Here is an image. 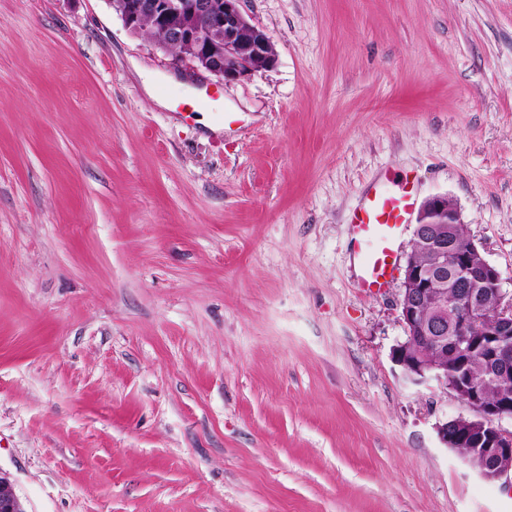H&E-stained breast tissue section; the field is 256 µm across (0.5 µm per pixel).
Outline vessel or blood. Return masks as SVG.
Instances as JSON below:
<instances>
[{
	"mask_svg": "<svg viewBox=\"0 0 512 512\" xmlns=\"http://www.w3.org/2000/svg\"><path fill=\"white\" fill-rule=\"evenodd\" d=\"M416 206L415 185L409 177L379 179L365 200L350 214L355 242L364 254L358 284L380 293L387 288L399 259L400 239Z\"/></svg>",
	"mask_w": 512,
	"mask_h": 512,
	"instance_id": "b4317fda",
	"label": "vessel or blood"
}]
</instances>
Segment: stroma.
<instances>
[{
    "label": "stroma",
    "mask_w": 512,
    "mask_h": 512,
    "mask_svg": "<svg viewBox=\"0 0 512 512\" xmlns=\"http://www.w3.org/2000/svg\"><path fill=\"white\" fill-rule=\"evenodd\" d=\"M248 78L111 0H0V471L26 512H512L407 385L386 173L455 200L512 293V0H244ZM386 173L350 214L349 224L364 260L358 284L374 293L387 288L399 259L400 239L416 206L415 184L405 175L390 190ZM373 244L372 247H369Z\"/></svg>",
    "instance_id": "stroma-1"
}]
</instances>
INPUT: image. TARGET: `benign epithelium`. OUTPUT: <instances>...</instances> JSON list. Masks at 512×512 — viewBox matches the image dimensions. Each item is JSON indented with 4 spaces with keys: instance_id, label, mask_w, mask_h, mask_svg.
<instances>
[{
    "instance_id": "1",
    "label": "benign epithelium",
    "mask_w": 512,
    "mask_h": 512,
    "mask_svg": "<svg viewBox=\"0 0 512 512\" xmlns=\"http://www.w3.org/2000/svg\"><path fill=\"white\" fill-rule=\"evenodd\" d=\"M243 0H120L118 14L137 33L148 18L160 30L157 46L179 54L224 83L249 77L275 60L267 33L250 22ZM448 225L440 235L437 225ZM456 204L446 195L428 198L418 213L413 237L433 255L429 265L407 254L399 299L405 338L392 358L408 383H431L448 391L472 415H457L435 425L449 449L467 446L464 463L489 481H512V300L504 302L502 274L472 239H461ZM439 282L441 287L433 284ZM496 303L488 305V297ZM454 349L480 353L491 366L498 397L489 401L460 365L431 361L415 351ZM0 512H26L9 477L0 473Z\"/></svg>"
}]
</instances>
